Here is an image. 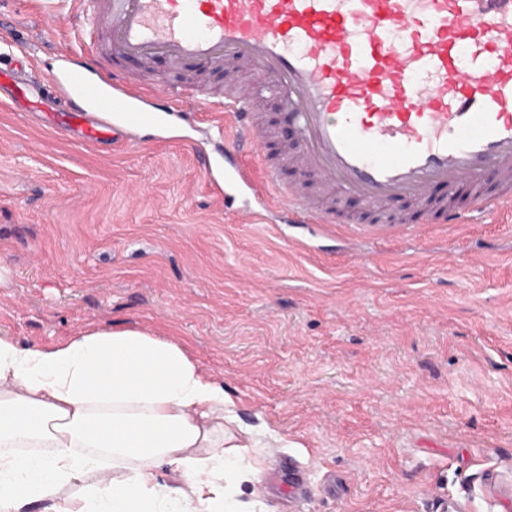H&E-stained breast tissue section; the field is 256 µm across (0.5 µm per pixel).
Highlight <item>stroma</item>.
<instances>
[{"label":"stroma","instance_id":"35a3bbf8","mask_svg":"<svg viewBox=\"0 0 512 512\" xmlns=\"http://www.w3.org/2000/svg\"><path fill=\"white\" fill-rule=\"evenodd\" d=\"M0 0V38L43 76L77 59L74 0ZM109 69L171 110L119 149L74 141L38 112L0 105V335L48 345L112 325L183 342L223 382L263 445L238 512H504L512 490V211L482 224H411L376 235L356 197L333 224H246L213 197L223 158L210 113L159 88L224 84L164 57ZM269 159L294 147L280 98L250 101ZM302 501L269 488L283 460Z\"/></svg>","mask_w":512,"mask_h":512}]
</instances>
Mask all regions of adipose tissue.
Returning <instances> with one entry per match:
<instances>
[{"mask_svg": "<svg viewBox=\"0 0 512 512\" xmlns=\"http://www.w3.org/2000/svg\"><path fill=\"white\" fill-rule=\"evenodd\" d=\"M224 385L140 327L0 336V512H236L258 471Z\"/></svg>", "mask_w": 512, "mask_h": 512, "instance_id": "adipose-tissue-1", "label": "adipose tissue"}]
</instances>
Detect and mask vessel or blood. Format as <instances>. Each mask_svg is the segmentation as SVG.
<instances>
[{
  "mask_svg": "<svg viewBox=\"0 0 512 512\" xmlns=\"http://www.w3.org/2000/svg\"><path fill=\"white\" fill-rule=\"evenodd\" d=\"M81 48L112 60L165 57L215 67L233 59L275 87L298 139L290 163L323 186L283 191L272 163L253 171L266 133L235 83L206 95L171 96L223 113L235 135L223 163L205 165L217 197L243 199L240 215L270 221L281 197L287 224H332L336 196L359 197L372 227L400 231L421 214L430 224H470L512 208V0H82ZM75 108L52 113L91 145L116 144L163 115L120 74L57 76ZM41 102V84H0ZM442 196H433L434 187Z\"/></svg>",
  "mask_w": 512,
  "mask_h": 512,
  "instance_id": "1",
  "label": "vessel or blood"
}]
</instances>
